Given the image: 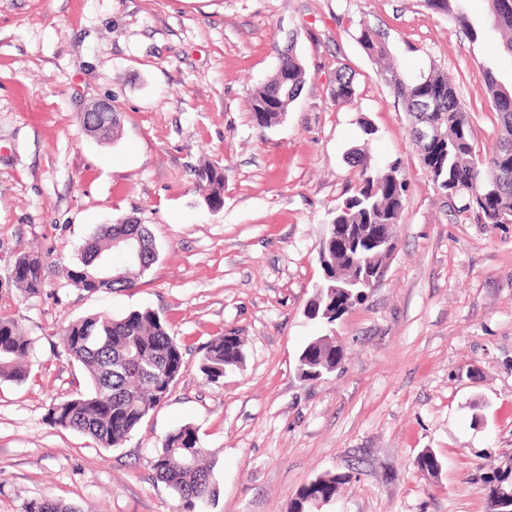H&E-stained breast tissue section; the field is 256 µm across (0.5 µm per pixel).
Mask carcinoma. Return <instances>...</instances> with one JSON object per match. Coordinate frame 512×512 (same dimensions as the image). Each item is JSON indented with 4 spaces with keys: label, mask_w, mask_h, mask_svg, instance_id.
I'll list each match as a JSON object with an SVG mask.
<instances>
[{
    "label": "carcinoma",
    "mask_w": 512,
    "mask_h": 512,
    "mask_svg": "<svg viewBox=\"0 0 512 512\" xmlns=\"http://www.w3.org/2000/svg\"><path fill=\"white\" fill-rule=\"evenodd\" d=\"M465 0H426L428 8L452 18L472 41L488 30L500 35L503 49L512 55V0H486V24L470 20ZM358 43L375 61H387L381 72L385 84L404 110L415 116L419 102L428 96L438 99L436 121L441 136L431 145L416 144L419 159L431 180L448 193L458 216L473 217L479 224L512 222V86L503 84L493 69L483 67L479 79L489 97L497 119V137L491 148L482 152L475 144L469 111L455 81L434 71L416 80H405L398 66L389 60L390 50L379 32L361 25ZM306 81L302 60L288 50L280 57L276 72L251 95L250 107L260 128L277 125L288 112ZM352 74L336 72L331 96L336 103L355 98ZM358 179L354 188L336 204L332 223L368 224L377 235L383 224H397L404 207L406 182L394 162L385 169H374L363 149L351 153ZM197 177L206 186L205 203L214 209L223 204L224 168L208 164L198 169ZM129 236L142 247V261L114 263L106 272L101 261L112 254V241ZM357 251L381 265L390 256L386 245L374 238L362 240ZM159 252L148 228L143 224H103L85 240L76 263L66 269V277L86 292L130 288L133 277L141 276L157 262ZM43 264L32 256V264L12 269V281L30 294L44 287ZM108 276L103 281L101 277ZM67 353L80 362L88 374L86 390L49 405L47 422L89 438L100 448H117L169 395L179 379L183 348L170 336L166 321L149 309H134L120 316L93 314L71 322L64 336ZM32 340L23 335L13 319L0 316V380L24 382L29 375L28 358ZM305 381L321 379L327 366L336 365V347H321L310 341L301 352ZM241 338L230 332L212 337L200 364L208 382L224 377L226 369L243 363ZM210 451L200 446L196 429L185 424L168 433L161 448L150 459L156 480L164 483L179 502L178 512H201L203 504L216 496L213 465L206 461ZM344 475H322L302 486L293 499L290 512H312L332 501ZM490 493L498 488L512 490V471L498 470L489 477ZM24 512H76L71 506L50 498L32 501Z\"/></svg>",
    "instance_id": "1"
}]
</instances>
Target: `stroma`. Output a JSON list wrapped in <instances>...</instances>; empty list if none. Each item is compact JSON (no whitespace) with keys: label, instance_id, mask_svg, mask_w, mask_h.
<instances>
[{"label":"stroma","instance_id":"obj_1","mask_svg":"<svg viewBox=\"0 0 512 512\" xmlns=\"http://www.w3.org/2000/svg\"><path fill=\"white\" fill-rule=\"evenodd\" d=\"M364 22L404 78L435 69L459 84L477 146H492L478 69L511 85L512 57L424 0H0V315L35 343L29 378L0 380V512L43 498L176 512L148 461L183 424L217 453L219 495L204 512H288L328 473L348 481L320 512H488L486 478L512 459V224L455 215L356 40ZM290 47L306 83L280 124L257 127L249 95ZM341 66L356 98L339 105ZM101 101L119 113L111 142L80 123ZM365 144L372 165L398 162L407 182L397 249L337 320L336 370L304 381L298 355L326 332L305 315L320 242ZM206 163L224 168L216 211L198 186ZM126 218L150 230L158 261L122 291L75 288L63 270L85 239ZM24 253L44 261L39 293L11 279ZM140 308L185 349L168 397L116 448L50 426V402L86 388L67 325ZM221 330L241 337L245 361L209 383L199 366ZM426 449L441 462L433 477L416 466Z\"/></svg>","mask_w":512,"mask_h":512}]
</instances>
